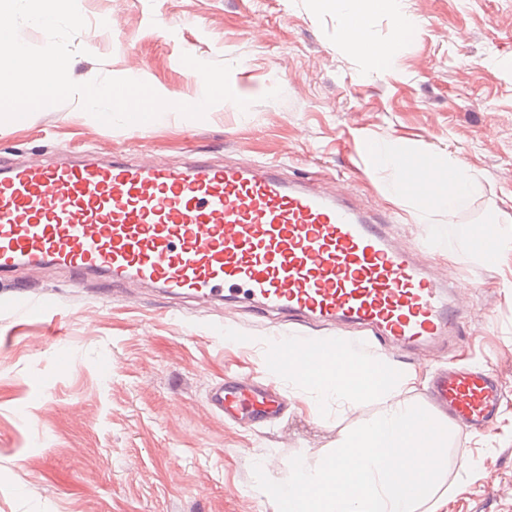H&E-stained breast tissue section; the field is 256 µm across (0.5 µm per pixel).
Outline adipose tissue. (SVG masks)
<instances>
[{"mask_svg":"<svg viewBox=\"0 0 512 512\" xmlns=\"http://www.w3.org/2000/svg\"><path fill=\"white\" fill-rule=\"evenodd\" d=\"M342 20L341 37L354 50H367L369 67L377 75L392 70L399 56V42L393 41L369 46L366 35V18L376 10L386 11L400 35H408L415 27L411 15L402 10L399 0H329ZM360 149L372 166H385L395 174L390 198L395 204H403L408 197L421 195L423 205L419 210V222H426L431 209L454 208L465 204L481 185L477 177L455 156L439 158L437 153L426 156L429 172L444 169L447 177L434 184L431 193L421 194V180L415 171L417 153L410 146L385 139H362ZM463 238L479 259H486L483 243H492L495 251L512 250V214L496 210L491 212L480 226H469Z\"/></svg>","mask_w":512,"mask_h":512,"instance_id":"adipose-tissue-1","label":"adipose tissue"}]
</instances>
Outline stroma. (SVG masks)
<instances>
[{"instance_id": "obj_1", "label": "stroma", "mask_w": 512, "mask_h": 512, "mask_svg": "<svg viewBox=\"0 0 512 512\" xmlns=\"http://www.w3.org/2000/svg\"><path fill=\"white\" fill-rule=\"evenodd\" d=\"M416 26L385 76L348 48L325 0H78L88 26L73 40L72 78L129 77L189 102L198 79L181 62L232 63L248 110L225 101L204 119L177 112L145 129L105 125L79 99L0 123V162L61 151L139 163L268 161L284 177L342 184L361 208L385 214L405 247L440 231L432 262L468 285L472 329L449 355L491 365L504 405L485 434L450 426L435 512H512V252L476 260L461 228L512 208V0H401ZM372 136L439 156L455 153L482 185L466 205H394L391 171L370 167ZM52 294L56 323L15 300ZM289 329L232 305L199 308L147 289L113 296L109 281L73 286L53 269L0 282V512H275L254 481L277 482L300 455L316 461L380 410L332 406L286 385L277 423L240 428L206 404L232 374L262 372L266 338Z\"/></svg>"}]
</instances>
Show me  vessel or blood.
<instances>
[{
	"instance_id": "obj_1",
	"label": "vessel or blood",
	"mask_w": 512,
	"mask_h": 512,
	"mask_svg": "<svg viewBox=\"0 0 512 512\" xmlns=\"http://www.w3.org/2000/svg\"><path fill=\"white\" fill-rule=\"evenodd\" d=\"M429 243L402 247L380 218L275 164L181 166L66 156L0 165V279L19 268L97 274L112 293L156 288L200 306L232 300L294 328L343 325L422 359L466 337L465 284L427 262ZM51 318L50 295L21 301ZM506 394L482 364L436 369L426 410L463 431L489 432ZM208 405L226 423L278 418L286 393L241 376L212 385Z\"/></svg>"
}]
</instances>
